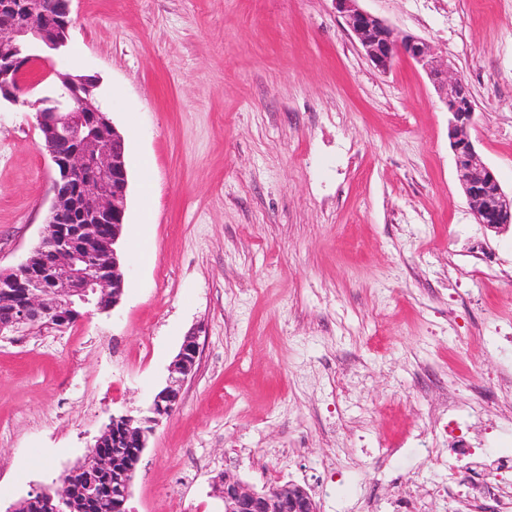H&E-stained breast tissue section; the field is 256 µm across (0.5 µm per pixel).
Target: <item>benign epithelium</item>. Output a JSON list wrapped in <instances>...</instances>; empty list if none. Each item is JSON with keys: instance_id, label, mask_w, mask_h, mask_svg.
<instances>
[{"instance_id": "1", "label": "benign epithelium", "mask_w": 512, "mask_h": 512, "mask_svg": "<svg viewBox=\"0 0 512 512\" xmlns=\"http://www.w3.org/2000/svg\"><path fill=\"white\" fill-rule=\"evenodd\" d=\"M72 0H0V14L17 7L28 14L26 27L0 24V100L17 103L28 87L25 72L34 64H50L69 39ZM336 10L366 57L381 71H389L400 57L426 73L451 115L448 138L463 193L477 223L499 231L512 223V195L485 164L471 138L476 105L457 100L460 78H448L423 39L398 36L386 20L360 6V0H334ZM41 43V54L24 53L27 43ZM58 98L50 105L38 99L35 109L40 148L55 168L53 198L41 243L15 267L0 269V308L9 322L0 337L26 336L34 330H63L64 316L80 320L88 310L115 308L123 294L125 276L115 245L123 231L128 174L123 136L104 113L86 75L60 77ZM199 347L197 336L184 338L169 367L166 385L145 409L114 415L88 447L84 461L63 476L61 486L29 495L31 503H47L50 512H75V498L128 501L133 470L119 471L112 462V446L135 449L141 456L156 425L171 416L182 386L193 372ZM224 512H317L313 499L298 497L289 487L274 484L257 492L237 478H224Z\"/></svg>"}]
</instances>
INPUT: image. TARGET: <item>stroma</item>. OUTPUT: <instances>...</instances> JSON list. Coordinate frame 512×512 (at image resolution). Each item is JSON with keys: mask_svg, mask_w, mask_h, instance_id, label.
I'll use <instances>...</instances> for the list:
<instances>
[{"mask_svg": "<svg viewBox=\"0 0 512 512\" xmlns=\"http://www.w3.org/2000/svg\"><path fill=\"white\" fill-rule=\"evenodd\" d=\"M432 47L476 104L471 135L512 194V0H361ZM56 72L99 80L126 147L114 313L0 341V512L58 483L112 414L145 407L183 339L199 355L129 512H224L223 473L302 486L317 512L443 479L423 447L512 452V227L477 224L448 114L421 68L378 71L332 0H73ZM35 114L0 103V267L46 232ZM151 182L143 213L141 180ZM143 230L147 249L133 251ZM430 369L439 385L420 387Z\"/></svg>", "mask_w": 512, "mask_h": 512, "instance_id": "stroma-1", "label": "stroma"}]
</instances>
